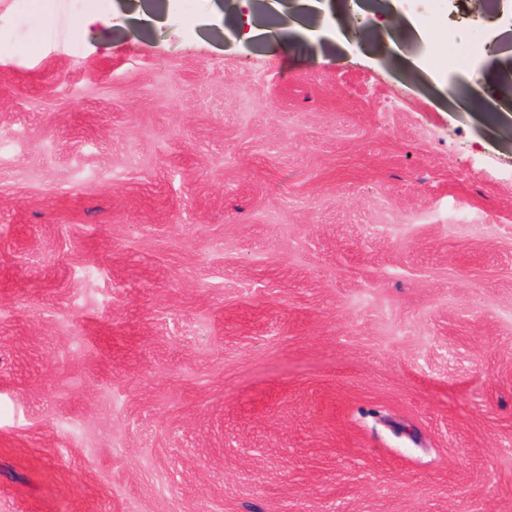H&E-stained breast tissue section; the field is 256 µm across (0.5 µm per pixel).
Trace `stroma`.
<instances>
[{
  "label": "stroma",
  "mask_w": 512,
  "mask_h": 512,
  "mask_svg": "<svg viewBox=\"0 0 512 512\" xmlns=\"http://www.w3.org/2000/svg\"><path fill=\"white\" fill-rule=\"evenodd\" d=\"M274 2L0 0V512H512V135Z\"/></svg>",
  "instance_id": "1"
}]
</instances>
